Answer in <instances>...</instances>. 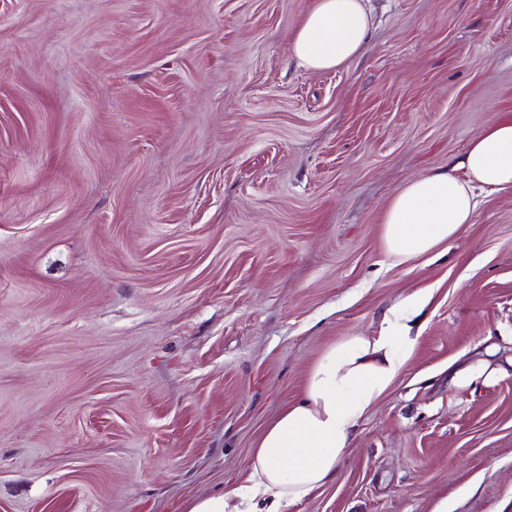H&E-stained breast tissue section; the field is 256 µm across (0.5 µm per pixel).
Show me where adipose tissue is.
Returning <instances> with one entry per match:
<instances>
[{
  "instance_id": "1",
  "label": "adipose tissue",
  "mask_w": 512,
  "mask_h": 512,
  "mask_svg": "<svg viewBox=\"0 0 512 512\" xmlns=\"http://www.w3.org/2000/svg\"><path fill=\"white\" fill-rule=\"evenodd\" d=\"M367 0H317L291 39L299 65L331 70L367 43ZM458 178L442 170L418 177L389 201L383 241L393 263L425 255L470 223L480 190L512 188V119L487 126L468 146ZM425 291L384 315L377 335L352 334L331 344L313 364L298 401L264 431L232 491L192 499L187 512H289L335 480L355 431L399 376L416 339L408 321Z\"/></svg>"
}]
</instances>
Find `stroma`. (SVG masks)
Segmentation results:
<instances>
[{"label": "stroma", "instance_id": "1", "mask_svg": "<svg viewBox=\"0 0 512 512\" xmlns=\"http://www.w3.org/2000/svg\"><path fill=\"white\" fill-rule=\"evenodd\" d=\"M0 0V512H185L320 354L432 295L334 482L292 512H512V189L395 264L391 197L512 114V0ZM369 0H317L291 39V52L309 70L335 69L355 58L368 42Z\"/></svg>", "mask_w": 512, "mask_h": 512}]
</instances>
